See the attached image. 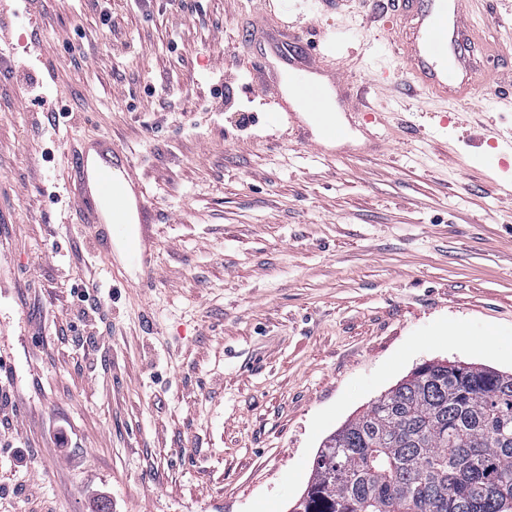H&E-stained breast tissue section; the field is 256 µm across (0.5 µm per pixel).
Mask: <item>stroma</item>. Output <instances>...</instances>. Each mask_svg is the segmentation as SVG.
Returning a JSON list of instances; mask_svg holds the SVG:
<instances>
[{
	"mask_svg": "<svg viewBox=\"0 0 512 512\" xmlns=\"http://www.w3.org/2000/svg\"><path fill=\"white\" fill-rule=\"evenodd\" d=\"M188 3L0 0V396L27 454L0 450V488L30 479L47 512H290L322 442L420 363L512 372V156L490 144L512 109L489 106L512 93V0H469L489 52L445 103L394 68L395 0ZM284 26L342 77L362 153L267 122ZM70 134L144 176L149 285L123 241L95 257ZM85 287L94 362L69 329Z\"/></svg>",
	"mask_w": 512,
	"mask_h": 512,
	"instance_id": "obj_1",
	"label": "stroma"
}]
</instances>
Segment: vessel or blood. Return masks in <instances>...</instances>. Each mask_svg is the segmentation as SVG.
<instances>
[{"instance_id":"vessel-or-blood-1","label":"vessel or blood","mask_w":512,"mask_h":512,"mask_svg":"<svg viewBox=\"0 0 512 512\" xmlns=\"http://www.w3.org/2000/svg\"><path fill=\"white\" fill-rule=\"evenodd\" d=\"M465 2L399 0L396 24L406 36L396 52L413 81L435 99H462L472 88V70L465 48L475 30L464 19ZM268 51L287 65L282 78L295 100V111L309 113L312 122L318 123L322 104L330 88L339 84V75H319L315 60H299L297 49L287 39H270ZM67 154L73 172L68 193L86 223L100 227L93 237L96 251L111 258L113 238L127 237L124 225H106L105 212L132 205L140 214V232L138 237L127 238L128 258L133 263L149 265L153 240L151 209L137 164L107 138L89 146H68Z\"/></svg>"}]
</instances>
